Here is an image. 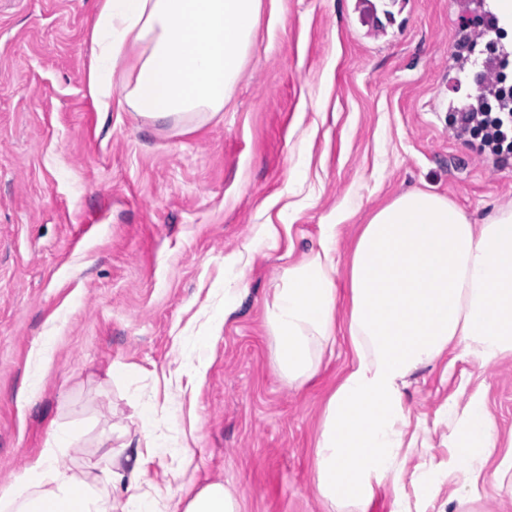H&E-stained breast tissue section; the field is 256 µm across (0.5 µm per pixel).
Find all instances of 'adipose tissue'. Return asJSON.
Instances as JSON below:
<instances>
[{
	"label": "adipose tissue",
	"mask_w": 512,
	"mask_h": 512,
	"mask_svg": "<svg viewBox=\"0 0 512 512\" xmlns=\"http://www.w3.org/2000/svg\"><path fill=\"white\" fill-rule=\"evenodd\" d=\"M262 0H99L88 89L103 111L131 109L158 123L195 129L224 108L241 77ZM121 87H113L114 74ZM339 225L317 249L289 264L266 305L272 362L298 387L319 369L336 332ZM350 363L327 399L314 469L326 512H367L377 491L399 489L402 465L419 442L407 434L403 390L412 374L460 351L485 366L512 357V209L471 223L447 198L412 190L364 224L348 272ZM136 445L101 436L96 473L57 464L66 433L0 493L9 512H239L221 482L178 498L170 479L145 481L157 455L155 402L140 412ZM459 464L460 503L474 500L497 430L483 396H473L449 437ZM81 497H74V490Z\"/></svg>",
	"instance_id": "obj_1"
}]
</instances>
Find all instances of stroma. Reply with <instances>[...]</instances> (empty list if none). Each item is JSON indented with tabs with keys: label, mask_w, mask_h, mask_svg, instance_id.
<instances>
[{
	"label": "stroma",
	"mask_w": 512,
	"mask_h": 512,
	"mask_svg": "<svg viewBox=\"0 0 512 512\" xmlns=\"http://www.w3.org/2000/svg\"><path fill=\"white\" fill-rule=\"evenodd\" d=\"M465 0H263L248 61L222 112L199 129L103 112L87 89L97 0H0V491L15 487L52 435L90 471L113 426L154 430L193 456L183 498L212 482L239 512H325L314 478L324 404L348 362L346 270L336 277V346L303 386L270 358L265 302L288 263L337 224L348 260L363 224L400 193L448 198L473 223L512 208V150L483 154L456 135L449 105L474 93L448 74L471 15ZM275 246H244L263 225ZM243 251L244 291L223 327L224 258ZM212 349L191 382L194 337ZM126 369L127 383L112 380ZM487 399L501 451L512 448V358L462 356L416 372L404 391L426 449L403 466L409 512H512V470L484 467L462 505L449 436L473 395ZM429 473L430 489L416 482Z\"/></svg>",
	"instance_id": "obj_1"
}]
</instances>
